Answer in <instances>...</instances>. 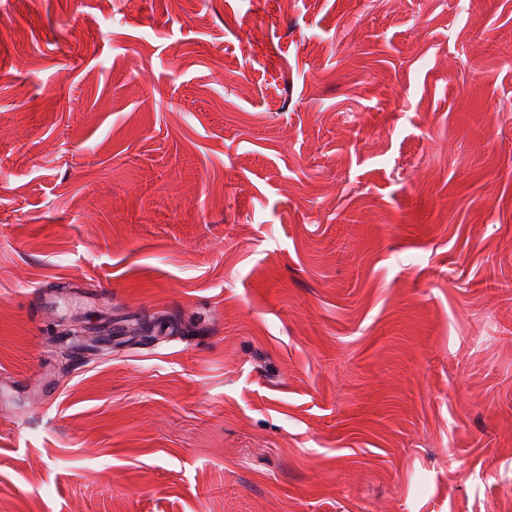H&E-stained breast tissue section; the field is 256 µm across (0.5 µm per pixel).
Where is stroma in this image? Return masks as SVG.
Segmentation results:
<instances>
[{"mask_svg":"<svg viewBox=\"0 0 512 512\" xmlns=\"http://www.w3.org/2000/svg\"><path fill=\"white\" fill-rule=\"evenodd\" d=\"M0 512H512V0H0Z\"/></svg>","mask_w":512,"mask_h":512,"instance_id":"1","label":"stroma"}]
</instances>
